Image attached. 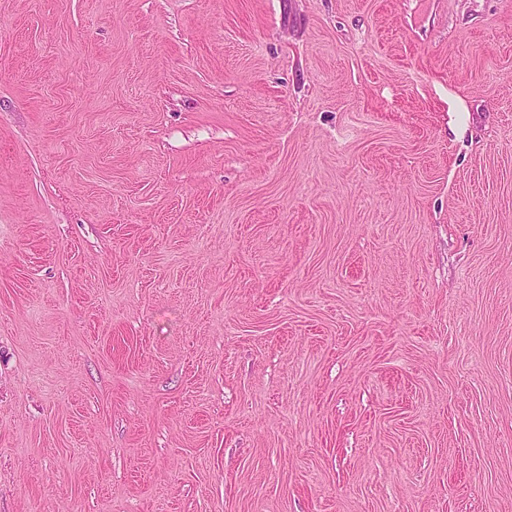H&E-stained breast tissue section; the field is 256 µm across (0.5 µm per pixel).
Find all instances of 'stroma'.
Returning <instances> with one entry per match:
<instances>
[{"instance_id":"stroma-1","label":"stroma","mask_w":512,"mask_h":512,"mask_svg":"<svg viewBox=\"0 0 512 512\" xmlns=\"http://www.w3.org/2000/svg\"><path fill=\"white\" fill-rule=\"evenodd\" d=\"M0 512H512V0H0Z\"/></svg>"}]
</instances>
